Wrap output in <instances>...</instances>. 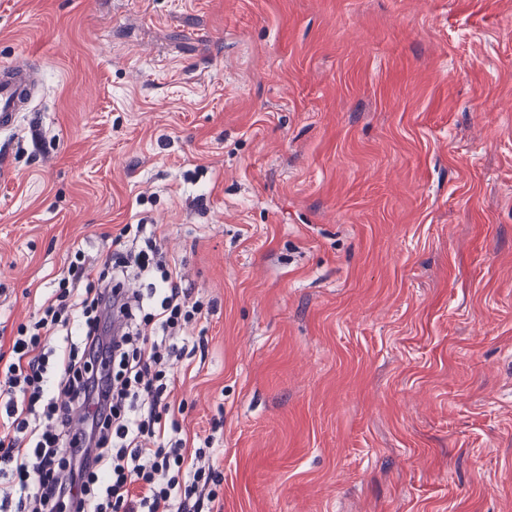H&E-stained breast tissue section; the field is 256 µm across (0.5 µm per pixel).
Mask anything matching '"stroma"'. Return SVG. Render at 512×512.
I'll list each match as a JSON object with an SVG mask.
<instances>
[{
    "label": "stroma",
    "instance_id": "1",
    "mask_svg": "<svg viewBox=\"0 0 512 512\" xmlns=\"http://www.w3.org/2000/svg\"><path fill=\"white\" fill-rule=\"evenodd\" d=\"M17 60L0 346L145 219L224 512H512V0H0ZM39 87L38 69L32 62L0 67V129L12 128L17 112H28Z\"/></svg>",
    "mask_w": 512,
    "mask_h": 512
}]
</instances>
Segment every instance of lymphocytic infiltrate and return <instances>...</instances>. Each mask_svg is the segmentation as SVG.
Here are the masks:
<instances>
[{
    "label": "lymphocytic infiltrate",
    "mask_w": 512,
    "mask_h": 512,
    "mask_svg": "<svg viewBox=\"0 0 512 512\" xmlns=\"http://www.w3.org/2000/svg\"><path fill=\"white\" fill-rule=\"evenodd\" d=\"M122 234L125 250L75 252L0 367V512H223L218 451L188 447L171 398L173 366L205 347L173 338L202 305L153 225Z\"/></svg>",
    "instance_id": "f902f5d3"
}]
</instances>
